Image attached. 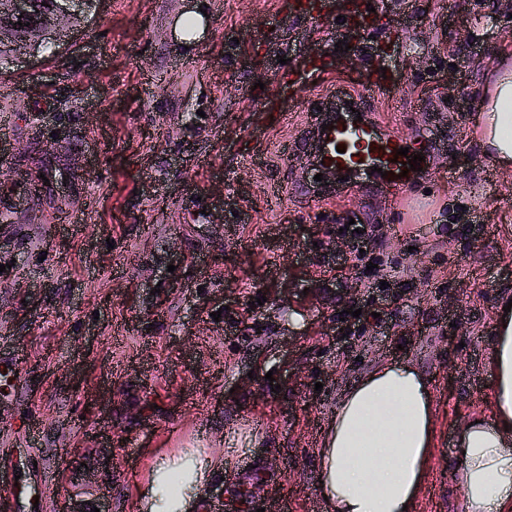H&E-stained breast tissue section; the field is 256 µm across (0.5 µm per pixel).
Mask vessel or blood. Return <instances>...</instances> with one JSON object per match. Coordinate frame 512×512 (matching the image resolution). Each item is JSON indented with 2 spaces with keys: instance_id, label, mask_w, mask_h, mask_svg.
Wrapping results in <instances>:
<instances>
[{
  "instance_id": "b4317fda",
  "label": "vessel or blood",
  "mask_w": 512,
  "mask_h": 512,
  "mask_svg": "<svg viewBox=\"0 0 512 512\" xmlns=\"http://www.w3.org/2000/svg\"><path fill=\"white\" fill-rule=\"evenodd\" d=\"M308 143L307 160L314 170L331 169L354 184L389 188L404 187L417 177L396 161L398 149H408L413 156L431 152L428 136L407 138L386 131L371 114L359 118L348 109L325 114L321 124L311 128Z\"/></svg>"
}]
</instances>
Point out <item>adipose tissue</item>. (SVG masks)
<instances>
[{
	"label": "adipose tissue",
	"mask_w": 512,
	"mask_h": 512,
	"mask_svg": "<svg viewBox=\"0 0 512 512\" xmlns=\"http://www.w3.org/2000/svg\"><path fill=\"white\" fill-rule=\"evenodd\" d=\"M474 136L484 156L512 170V58L500 56L483 89ZM491 417L461 428L452 473L466 512H512V311L496 315L488 360ZM434 439V402L414 366L388 363L342 395L323 434L317 485L326 512H404L414 507ZM208 463L163 458L139 512H194Z\"/></svg>",
	"instance_id": "1"
}]
</instances>
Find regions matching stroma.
<instances>
[{
    "label": "stroma",
    "instance_id": "35a3bbf8",
    "mask_svg": "<svg viewBox=\"0 0 512 512\" xmlns=\"http://www.w3.org/2000/svg\"><path fill=\"white\" fill-rule=\"evenodd\" d=\"M201 9L207 28L185 37ZM344 9L98 0L58 45L0 67V361L24 358L0 382L13 512L102 496L138 512L157 461L187 448L222 469L224 512H323L322 430L389 361L434 397L415 512H465L449 462L466 420L492 413L491 326L512 295V172L468 117L512 53V0H384L358 34L333 30ZM370 79L384 90L366 109L438 133L432 175L295 197L307 130ZM464 206L476 223L456 222ZM351 221L375 237L343 256ZM232 437L245 453L228 468Z\"/></svg>",
    "mask_w": 512,
    "mask_h": 512
}]
</instances>
